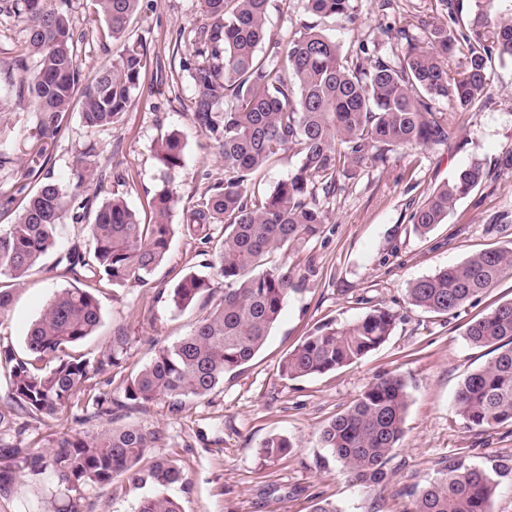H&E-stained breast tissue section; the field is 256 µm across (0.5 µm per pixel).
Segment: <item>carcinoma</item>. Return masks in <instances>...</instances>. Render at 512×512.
I'll return each mask as SVG.
<instances>
[{
	"instance_id": "1",
	"label": "carcinoma",
	"mask_w": 512,
	"mask_h": 512,
	"mask_svg": "<svg viewBox=\"0 0 512 512\" xmlns=\"http://www.w3.org/2000/svg\"><path fill=\"white\" fill-rule=\"evenodd\" d=\"M106 34L119 39L137 11L139 0H94ZM269 0H203L211 23L195 32V54L186 70L195 85L194 120L224 159V179L209 187L184 216L183 230L205 246V267L224 279V295L179 342L158 347L154 359L127 378L123 398L88 384L90 373H104L127 354L129 336L114 332L109 345L90 363L72 348L100 323L101 308L93 289L103 283L121 287L145 283L165 259L173 225L168 216L175 198L162 189L150 200L152 221L141 222L117 194L95 207L84 193L93 173L78 175L71 191L47 180L25 201L15 223L0 233V314L12 301L13 283L28 276L56 244V229L70 211L88 224L90 243L58 263L82 288L58 291L35 320L18 353L0 341V376L8 386L0 405V497L15 491L19 475L49 469L61 504L57 512H86L84 491L112 485L122 476L133 488L151 485L157 492L141 498L136 512H183L165 489L184 482L170 459L140 466L160 432L119 424L128 409L158 399L171 414L189 398L208 395L225 377L235 376L264 346L288 296L298 291L292 270L269 265L266 257L320 234L328 220L320 198H332L339 177L353 176L384 153L442 144L451 121L438 105L456 112L484 107L492 85L495 59L512 60V4L471 0L470 18L448 7V21L420 45L404 26L383 34L405 41L395 60L378 57L364 65L367 48L346 56L342 46L315 25L303 24L283 50L261 57L258 48L270 39L266 27ZM307 13L354 23L351 0H304ZM0 6L24 19L26 39L12 58L23 72L17 96L41 113L38 140L53 139L77 94L88 127L112 124L134 101L147 57L146 43L129 40L121 54L83 83L76 40L69 19L49 0H0ZM460 52L459 72L445 61ZM185 143L172 132L160 143L157 160L168 174L181 167ZM292 151L300 165L271 191L258 176L281 153ZM474 160L454 178L436 187L410 214L414 231L424 235L441 223L457 202L487 179ZM221 225L214 237L211 225ZM512 275V248H488L413 282L409 304L425 312L454 315L484 292ZM210 290L206 277L188 274L173 289L176 308L186 309ZM397 315L374 304L357 320L316 327L283 360L280 375L289 380L320 375L360 361L391 335ZM466 337L495 352L470 372L454 399L468 427L484 432L512 425V299L473 322ZM409 406L405 382L379 376L321 433L323 447L347 472L363 483H379L398 448ZM106 419L112 427L85 437H61L46 456L6 438L24 413L56 420L75 408ZM293 444L273 436L262 444L265 458L288 454ZM487 469L463 457L441 463L436 477L413 493L411 512H490L497 483Z\"/></svg>"
}]
</instances>
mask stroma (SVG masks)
I'll use <instances>...</instances> for the list:
<instances>
[{
    "instance_id": "stroma-1",
    "label": "stroma",
    "mask_w": 512,
    "mask_h": 512,
    "mask_svg": "<svg viewBox=\"0 0 512 512\" xmlns=\"http://www.w3.org/2000/svg\"><path fill=\"white\" fill-rule=\"evenodd\" d=\"M50 4L68 15L82 37L77 63L83 77H92L121 53L123 40L102 37L103 23L91 0ZM352 6L355 23L324 21L328 35L346 53H355L364 42L386 58L400 54L403 44L384 36L383 28L408 26L423 42L448 12L444 0H390L386 6L381 0H352ZM207 21L202 0H140L128 34L146 42L148 55L133 105L114 124L95 128L85 125L80 110H72L38 160L40 114L17 101L7 76L26 37L24 24L17 15L0 12V97L13 103L10 111L0 112L1 231L15 222L25 195L36 190L42 176L69 189L85 169L101 181L99 198L122 195L143 220H150L148 203L163 186L158 144L172 131L183 137L184 161L171 184L176 203L169 222L175 231L166 259L147 284L97 291L101 323L76 348L96 358L112 334L124 329L132 341L121 366L126 375L151 362L154 343L171 345L186 336L224 292L223 279L215 277L209 294L192 307L179 310L171 301L186 274L206 272L197 242L180 228L183 215L224 177L223 158L194 121L195 87L183 68L193 53V30ZM313 21L303 0H270L266 26L272 39L262 44L260 55H269L273 42H287L301 24ZM491 79V100L481 111L457 115L448 142L388 153L386 160L343 179L342 191L323 203L328 221L321 233L272 254V261L288 264L304 288L289 297L265 345L242 373L225 378L208 396L187 400L179 415L169 414L161 400L128 412L126 423L161 431L159 447L148 449L143 462L163 457L180 467L184 481L169 493L184 512H311L319 498L338 512H409L407 489L427 485L439 462L461 455L482 467L505 466L490 509L512 512V425L491 433L471 429L453 406L463 378L492 357L490 348L467 341L466 329L512 299V276L454 315L426 313L406 301L413 281L481 250L512 247V62L493 65ZM475 159L485 163L487 180L429 234H416L409 222L413 208ZM87 244V227L64 217L54 251L14 286L11 308L0 316V337L15 351H23L29 327L54 293L73 285L57 265L59 256ZM376 303L398 316L383 345L330 373L281 377V361L317 326L354 321ZM387 373L407 386L404 434L386 481L364 486L331 459L320 433ZM19 424L18 442L41 452L53 438L88 436L105 426L101 420H80L71 410L56 421L26 417ZM274 435L288 437L293 449L269 460L261 445ZM55 493L51 473L26 477L17 495L0 498V512H51ZM85 495L88 512H135L143 492L118 477L111 487L90 488Z\"/></svg>"
}]
</instances>
